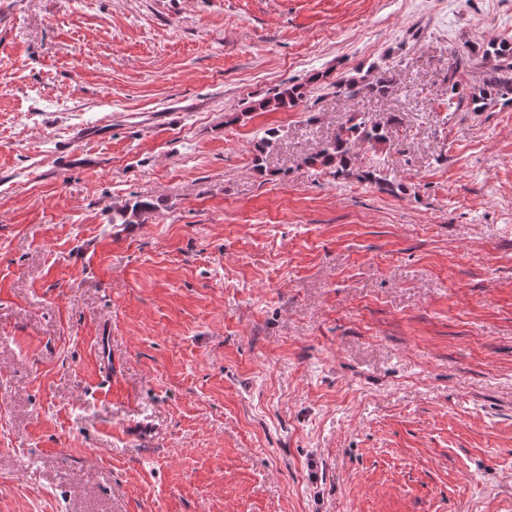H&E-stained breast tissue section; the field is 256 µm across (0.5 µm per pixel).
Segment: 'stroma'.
I'll return each mask as SVG.
<instances>
[{"label":"stroma","mask_w":512,"mask_h":512,"mask_svg":"<svg viewBox=\"0 0 512 512\" xmlns=\"http://www.w3.org/2000/svg\"><path fill=\"white\" fill-rule=\"evenodd\" d=\"M492 40L512 0H0V512H512V104L446 108ZM389 116L398 192L307 165ZM375 67H370L366 74L361 76L351 75L339 80L335 85L339 93L356 94L368 91L372 94L385 95L391 88V79L383 71L372 75ZM306 86L304 84H292L278 86L269 92L267 97L258 100L253 106L256 111H287L295 108L306 96ZM153 202L141 199H129L113 208L112 221L116 224H137L141 217L155 210Z\"/></svg>","instance_id":"1"}]
</instances>
